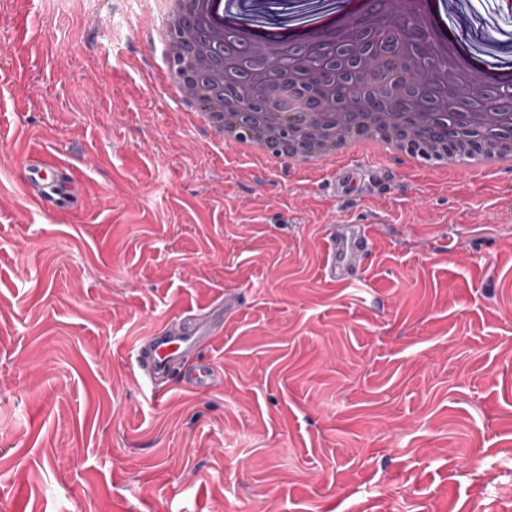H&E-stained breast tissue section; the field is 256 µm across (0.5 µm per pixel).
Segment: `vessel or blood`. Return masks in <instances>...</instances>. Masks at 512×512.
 I'll list each match as a JSON object with an SVG mask.
<instances>
[{
  "instance_id": "1",
  "label": "vessel or blood",
  "mask_w": 512,
  "mask_h": 512,
  "mask_svg": "<svg viewBox=\"0 0 512 512\" xmlns=\"http://www.w3.org/2000/svg\"><path fill=\"white\" fill-rule=\"evenodd\" d=\"M27 183L40 186L43 206L59 209L68 200V169L42 161L29 165L23 171ZM369 227L365 224H339L326 241L323 275L331 282L355 281L360 277L361 260L369 250ZM206 323L192 322L179 330L160 327L144 337L136 347L138 363L143 376L153 380L173 375L182 361L195 354L200 343L208 338Z\"/></svg>"
}]
</instances>
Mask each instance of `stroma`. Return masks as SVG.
I'll list each match as a JSON object with an SVG mask.
<instances>
[{
    "label": "stroma",
    "mask_w": 512,
    "mask_h": 512,
    "mask_svg": "<svg viewBox=\"0 0 512 512\" xmlns=\"http://www.w3.org/2000/svg\"><path fill=\"white\" fill-rule=\"evenodd\" d=\"M153 10L0 0V512H512V174L368 157L341 195L219 151L146 76ZM219 298L211 388L147 386L135 343ZM23 179L41 187L40 201L45 207L58 210L68 201L70 171L56 163L42 161L31 164L23 170ZM369 244L368 225L336 224L326 241L324 278L334 283L358 280L361 260Z\"/></svg>",
    "instance_id": "1"
}]
</instances>
